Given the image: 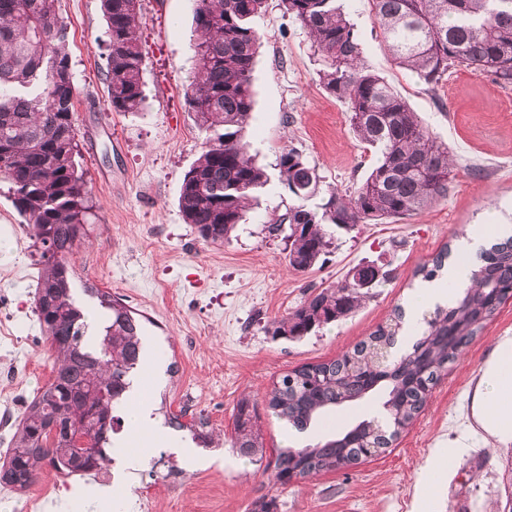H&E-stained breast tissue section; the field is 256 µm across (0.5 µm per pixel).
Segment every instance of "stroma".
<instances>
[{"label": "stroma", "mask_w": 512, "mask_h": 512, "mask_svg": "<svg viewBox=\"0 0 512 512\" xmlns=\"http://www.w3.org/2000/svg\"><path fill=\"white\" fill-rule=\"evenodd\" d=\"M355 25L370 69L384 78L457 160L448 197L391 224H357L335 233L325 262L305 272L287 263L286 242L270 234L273 219L294 200L279 181L282 148L300 150L315 166L321 189H347L372 167L374 156L355 137L346 106L321 87L320 66L306 31L268 0L260 22L261 53L253 71L251 144L269 181L228 241L204 242L178 207L185 173L202 137L183 100L193 67L190 38L194 0H142L147 104L112 111L103 73L106 23L101 0H59L67 50L80 95L79 148L88 172L95 220L89 242L72 257V288L86 316H102L92 285L109 290L142 317L143 337L165 369L148 382L156 417L202 418L220 434L219 448L198 447L194 465L184 449L162 444L126 468L125 512H139L141 473L167 458L183 472L182 488L157 495L152 512H250L275 497L278 512H505L512 492V439L485 434L474 416V394L499 341L512 338V298L432 390L414 424L387 451L352 468L323 472L287 487L265 474L277 449L290 446L283 423L259 420L264 457L236 453L229 443L241 398L262 399L286 372L341 357L395 306L406 305L420 280L415 272L444 245L460 247L474 234L497 237L512 225V87L460 68L436 88L397 67L385 47L369 0H337ZM27 224L0 181V318L13 337L0 336V372L16 375V389L0 379V410L22 414L51 376V359L34 313L36 257L20 251ZM357 265L390 271L360 308L336 324L293 341L272 335L269 323L320 289L341 284ZM95 473L74 476L63 496L43 498L39 512H99L81 496Z\"/></svg>", "instance_id": "35a3bbf8"}]
</instances>
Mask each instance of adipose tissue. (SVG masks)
I'll list each match as a JSON object with an SVG mask.
<instances>
[{
	"label": "adipose tissue",
	"instance_id": "ef3b65f1",
	"mask_svg": "<svg viewBox=\"0 0 512 512\" xmlns=\"http://www.w3.org/2000/svg\"><path fill=\"white\" fill-rule=\"evenodd\" d=\"M482 245L475 237L458 253L448 268V283L426 284L416 289L409 300L407 314L415 318L429 305L445 304L455 299L457 291L469 283L468 273L473 267V256ZM128 427L127 445L147 448L164 440L162 428L152 415L146 393L131 391L124 407ZM478 420L492 435L512 433V339L501 342L480 383V411Z\"/></svg>",
	"mask_w": 512,
	"mask_h": 512
}]
</instances>
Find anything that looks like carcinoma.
Segmentation results:
<instances>
[{"label": "carcinoma", "instance_id": "cac0c4a2", "mask_svg": "<svg viewBox=\"0 0 512 512\" xmlns=\"http://www.w3.org/2000/svg\"><path fill=\"white\" fill-rule=\"evenodd\" d=\"M394 64L430 87L451 69L479 71L512 85V0H370ZM284 13L311 39L322 87L348 105L351 128L372 149L375 163L344 191L331 187L316 210L303 201L319 192L316 168L296 148L281 151V183L297 201L271 225L288 246V264L304 272L329 253L341 224H390L448 197L456 159L421 124L407 102L366 63L354 24L336 0H281ZM107 26L106 84L114 112H140L146 100L145 55L140 39L141 0H101ZM267 0H195L192 50L195 71L184 101L204 134L202 149L185 175L178 206L185 223L210 243L228 239L241 223L253 193L267 181L251 154V75L261 44L258 20ZM67 27L58 0H0V179L12 203L32 226L38 253L35 314L50 343L51 377L28 406L0 465V486L25 489L43 462L73 475L108 460L113 412L140 364L141 324L121 299L99 288L95 296L108 316L96 345L91 325L76 304L71 263L95 218L86 172L80 166L74 111L78 89L66 51ZM455 259L441 249L415 275L431 282ZM349 277L311 294L270 323L274 336L299 340L350 315L388 275ZM512 295V237L480 254L470 285L446 307L424 318L411 349L395 359L391 348L404 326V312L390 318L343 356L308 363L283 375L267 393L271 415L307 431L336 404L378 393L387 425L373 418L315 444L279 449L269 480L280 487L322 472L351 468L386 452L424 410L448 365L482 331ZM258 404L240 400L233 416L232 447L244 456L263 448ZM78 424L90 443L79 467L48 450V421Z\"/></svg>", "mask_w": 512, "mask_h": 512}]
</instances>
